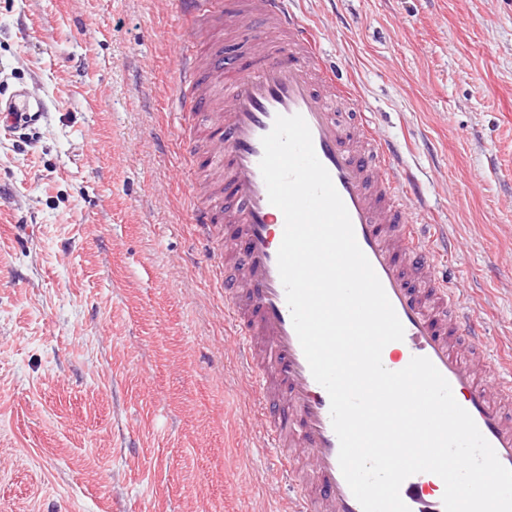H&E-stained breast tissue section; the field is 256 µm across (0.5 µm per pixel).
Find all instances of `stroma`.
<instances>
[{
  "instance_id": "obj_1",
  "label": "stroma",
  "mask_w": 512,
  "mask_h": 512,
  "mask_svg": "<svg viewBox=\"0 0 512 512\" xmlns=\"http://www.w3.org/2000/svg\"><path fill=\"white\" fill-rule=\"evenodd\" d=\"M400 152L439 257L512 342V0H293ZM241 43L178 0H0V512H281L198 245L213 174L187 167L175 53ZM356 111V112H359ZM355 111L337 100L344 122ZM16 96L20 97L19 106H22L26 112L23 113L16 108L12 109L8 113L7 118H12L14 128L27 126V124L31 121V117L26 113H33L35 116H37V119H40L42 107L40 106L39 102L32 101L28 94L23 90L17 91Z\"/></svg>"
}]
</instances>
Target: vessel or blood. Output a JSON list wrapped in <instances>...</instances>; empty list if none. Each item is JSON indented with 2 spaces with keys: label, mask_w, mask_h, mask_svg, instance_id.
Returning <instances> with one entry per match:
<instances>
[{
  "label": "vessel or blood",
  "mask_w": 512,
  "mask_h": 512,
  "mask_svg": "<svg viewBox=\"0 0 512 512\" xmlns=\"http://www.w3.org/2000/svg\"><path fill=\"white\" fill-rule=\"evenodd\" d=\"M180 0L187 21L230 17L254 44L250 72L241 61L216 56L200 70L188 46L177 49L175 101L187 117L206 116L202 142L192 144L191 165L224 172L223 186L191 215L203 247L222 238L231 266L213 268L224 288V317L234 327L239 357L261 394L257 414L264 443L275 451L276 471L292 487L285 512H362L339 465V440L327 391L305 358L280 279L277 252L284 216L268 200L259 162L262 137L276 116L302 115L316 155L343 200L355 238L379 277L405 330L398 346L406 358L423 356L451 385L500 462L512 468V352L485 346L482 324L463 306L464 290L438 275L436 248L413 218L407 192L398 190L399 156L369 124L345 129L332 112L326 87L336 84L323 64L320 38L291 10L290 0ZM224 91V116L212 120L215 89ZM428 476L401 485L410 512H445L441 496L424 497Z\"/></svg>",
  "instance_id": "b4317fda"
}]
</instances>
